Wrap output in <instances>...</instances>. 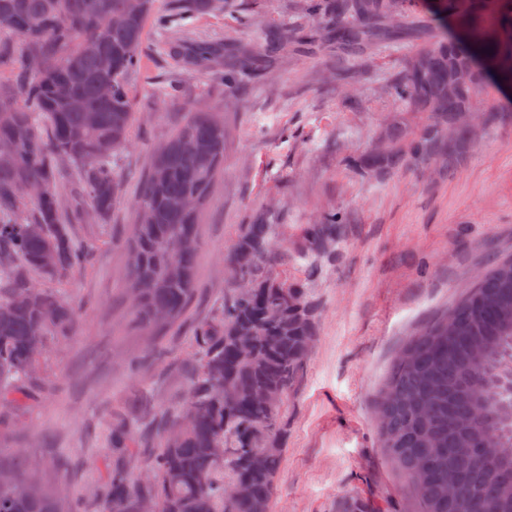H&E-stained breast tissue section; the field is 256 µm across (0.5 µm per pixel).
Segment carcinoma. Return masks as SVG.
<instances>
[{
    "instance_id": "1",
    "label": "carcinoma",
    "mask_w": 512,
    "mask_h": 512,
    "mask_svg": "<svg viewBox=\"0 0 512 512\" xmlns=\"http://www.w3.org/2000/svg\"><path fill=\"white\" fill-rule=\"evenodd\" d=\"M332 13L354 16L336 30L343 49L358 53L379 34L368 23L407 7H421L438 21L434 44L407 62L391 94L408 112L424 114L414 130H396L378 153L347 156L359 175L391 174L414 163L449 157L469 137L462 114L476 110L490 86L512 92V0H325ZM217 0H171L158 17L168 29L173 17L212 8ZM139 14L129 0H0V63L13 66L15 80L0 87V399L18 406L29 396L28 381L51 339L70 334L73 313L54 288L35 276L55 277L83 266L89 256L76 246L72 228L112 212L118 192L114 157L129 142L133 121L128 78L139 63L144 26L153 0ZM25 50L17 54L16 44ZM171 55L205 67L219 50L199 44L186 54L178 41ZM112 58V70L102 67ZM470 78L461 82L458 72ZM112 84V96L103 85ZM78 99L82 108L70 106ZM186 139L208 145L205 154L183 147ZM73 165L81 193L64 206L61 168ZM224 166V122L199 108L154 154L135 209L140 221L128 241V280L153 288L133 312L141 327L162 330L177 321L194 298L201 211ZM196 198L193 210L173 203ZM336 211L307 225L300 250L325 253L342 225ZM276 225L248 224L225 256L252 294L224 300L220 316L196 329L199 369L181 415L165 425L152 455V481L131 479L123 463L134 447L122 419L112 425V477L102 512H138L142 498L156 512H271L274 478L283 448L278 442L282 407L274 412L254 399L275 388L282 397L295 386L314 320L307 289L273 272ZM173 240L182 242L176 252ZM54 247L57 261L42 258ZM288 298H283V291ZM265 331L253 356L239 358L232 342L237 325ZM383 447L407 476L422 512H512V457L483 450L489 431L512 447V257L493 264L451 309L420 329L403 357L392 364L378 405ZM244 485L238 498L229 487ZM0 512H72L22 461L0 467Z\"/></svg>"
}]
</instances>
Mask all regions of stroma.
<instances>
[{"label":"stroma","mask_w":512,"mask_h":512,"mask_svg":"<svg viewBox=\"0 0 512 512\" xmlns=\"http://www.w3.org/2000/svg\"><path fill=\"white\" fill-rule=\"evenodd\" d=\"M335 25L323 13L307 24L303 0H221L175 19L165 35L147 23L128 80L133 126L116 159L120 199L106 223L75 225L87 263L42 281L65 296L74 327L45 353L29 399L0 405L8 418L0 465L24 454L66 507L101 512L109 434L123 419L140 441L127 470L143 477L164 435L159 422L180 412L198 365L194 328L219 315L234 291L224 257L262 216L287 255L280 275L304 280L316 321L282 408L285 454L272 512H346L355 501L366 512H421L381 446L377 405L397 352L458 302L477 272L512 256V94L483 96L496 117H472L474 134L452 162L356 176L343 155L373 151L392 127L417 122L390 86L440 29L428 12L409 9L392 39L369 46L361 62L327 41ZM280 28L307 43L269 56V35ZM171 38L220 53L195 68L168 54ZM227 44L237 46L235 57L222 55ZM231 61L243 69V89L224 84ZM198 108L224 119V170L201 217L195 297L179 322L147 336L127 296L133 202L157 146ZM329 210L347 218L335 250L296 252L306 225Z\"/></svg>","instance_id":"35a3bbf8"}]
</instances>
